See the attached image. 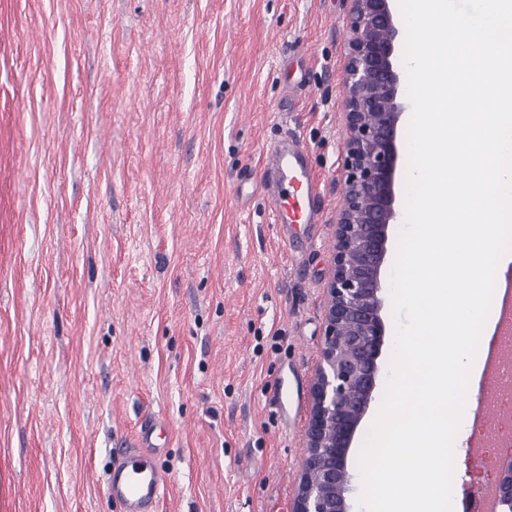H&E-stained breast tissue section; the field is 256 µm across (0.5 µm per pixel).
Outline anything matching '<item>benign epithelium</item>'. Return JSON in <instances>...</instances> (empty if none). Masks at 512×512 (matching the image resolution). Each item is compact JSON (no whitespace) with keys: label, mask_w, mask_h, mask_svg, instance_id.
Returning <instances> with one entry per match:
<instances>
[{"label":"benign epithelium","mask_w":512,"mask_h":512,"mask_svg":"<svg viewBox=\"0 0 512 512\" xmlns=\"http://www.w3.org/2000/svg\"><path fill=\"white\" fill-rule=\"evenodd\" d=\"M342 80L347 155L344 207L325 288L324 340L304 432L292 512H350L348 456L375 397L385 344V267L400 219L398 159L403 98L396 47L403 22L393 0H349ZM496 512H512V454L494 461Z\"/></svg>","instance_id":"1"}]
</instances>
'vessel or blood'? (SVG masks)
Masks as SVG:
<instances>
[{"instance_id": "vessel-or-blood-1", "label": "vessel or blood", "mask_w": 512, "mask_h": 512, "mask_svg": "<svg viewBox=\"0 0 512 512\" xmlns=\"http://www.w3.org/2000/svg\"><path fill=\"white\" fill-rule=\"evenodd\" d=\"M262 188L269 198L274 215H285L290 224H315L319 213L315 206L318 181L309 166L308 154L298 142L280 139L266 152ZM498 327L512 333V274L501 283ZM499 357L488 354L482 392L487 399L483 414L495 407ZM150 426H142L135 447L122 451V459L106 482V492L120 502L125 512H158L169 474L156 462L157 450L151 441Z\"/></svg>"}]
</instances>
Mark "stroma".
<instances>
[{
	"mask_svg": "<svg viewBox=\"0 0 512 512\" xmlns=\"http://www.w3.org/2000/svg\"><path fill=\"white\" fill-rule=\"evenodd\" d=\"M347 0H0V512H122L152 422L158 512H292L345 157ZM289 134L316 224L262 177ZM454 443L452 512L495 480ZM262 188L272 205L278 224H316L319 213L315 206L318 181L309 166L308 154L297 141L288 142V135L266 151ZM283 202L288 205L282 218ZM153 424H145L134 448H123L120 463L111 471L106 492L120 502L125 512H157L169 474L155 459L151 441Z\"/></svg>",
	"mask_w": 512,
	"mask_h": 512,
	"instance_id": "35a3bbf8",
	"label": "stroma"
}]
</instances>
